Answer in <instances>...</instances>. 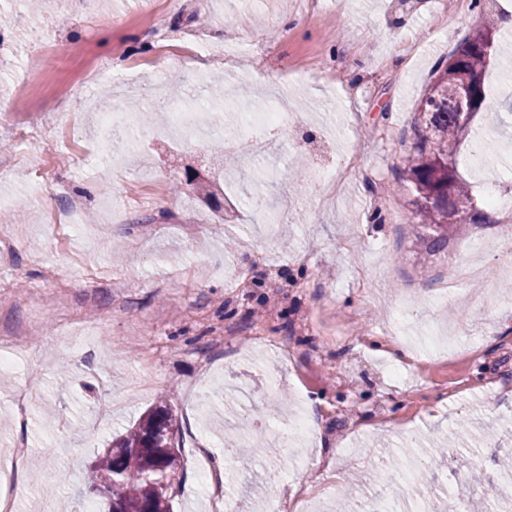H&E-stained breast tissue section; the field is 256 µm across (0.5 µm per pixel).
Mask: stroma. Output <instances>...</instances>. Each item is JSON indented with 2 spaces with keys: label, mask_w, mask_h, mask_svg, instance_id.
Instances as JSON below:
<instances>
[{
  "label": "stroma",
  "mask_w": 512,
  "mask_h": 512,
  "mask_svg": "<svg viewBox=\"0 0 512 512\" xmlns=\"http://www.w3.org/2000/svg\"><path fill=\"white\" fill-rule=\"evenodd\" d=\"M357 14L300 0H51L41 13L23 0L0 24L14 66L0 70V226L11 233L0 256V336L29 325L38 334L0 370V485L17 512H86V466L113 432L131 426L167 394L178 421L181 489L173 512H216L197 489L191 452L224 454L220 428L286 427L308 418L279 461L276 499L288 512L309 501L333 512L337 497L374 494L397 501L403 477L383 482L380 460L405 453L437 512L445 489L471 472L488 501L512 499L499 471L512 448V226L492 212L447 252L414 241L402 159L414 142L417 102L440 62L472 28L495 27L496 58L486 90L499 107L480 113L484 167L473 146L459 169L485 202L512 184V0H357ZM165 30L157 32L155 19ZM203 33L209 48L177 63L174 46ZM285 87L292 109L283 166L307 157L301 190L270 184L267 171L227 146L222 130L187 143L170 118L137 124L108 152L97 125L99 97L131 111L147 95L189 83L199 100L224 87L228 125L253 130L237 91L251 87L253 111L275 100L261 82ZM45 131L26 147L10 131L20 113ZM224 180L235 202L243 179L254 201L219 223L187 177ZM66 184L82 201L72 224H53ZM383 221H371L373 212ZM279 264L287 299L257 300L256 253ZM478 263L480 278L449 288V268ZM322 323L336 343L297 330ZM239 332L211 344V322ZM475 436L455 440L459 422ZM27 442L41 465L12 466Z\"/></svg>",
  "instance_id": "obj_1"
}]
</instances>
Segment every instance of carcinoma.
Returning a JSON list of instances; mask_svg holds the SVG:
<instances>
[{
    "label": "carcinoma",
    "mask_w": 512,
    "mask_h": 512,
    "mask_svg": "<svg viewBox=\"0 0 512 512\" xmlns=\"http://www.w3.org/2000/svg\"><path fill=\"white\" fill-rule=\"evenodd\" d=\"M492 28L476 29L458 47L466 49L458 63L443 62L420 99L414 117L415 143L403 159V181L415 209L416 240L435 255L448 248L455 233L489 217L478 207L472 186L459 172L457 159L464 142L460 127L479 112H493L498 103L488 97L484 76L494 52ZM470 87V109L462 107L458 90ZM176 419L166 405L148 409L123 433L112 435L108 448L95 456L88 482L99 492L128 507L152 506L151 512H171L176 457Z\"/></svg>",
    "instance_id": "obj_1"
}]
</instances>
